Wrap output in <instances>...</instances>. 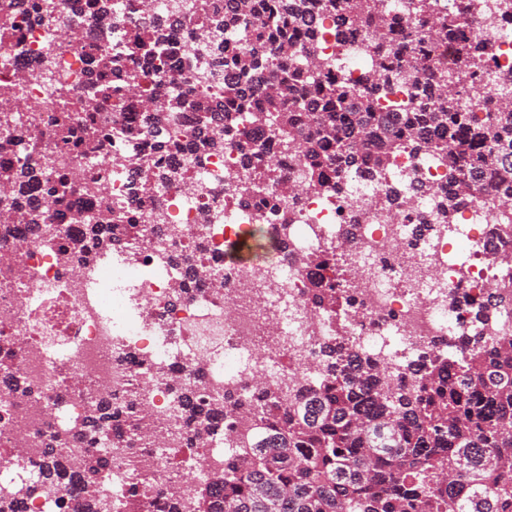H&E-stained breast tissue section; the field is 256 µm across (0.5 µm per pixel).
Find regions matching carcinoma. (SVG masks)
<instances>
[{
	"instance_id": "carcinoma-1",
	"label": "carcinoma",
	"mask_w": 512,
	"mask_h": 512,
	"mask_svg": "<svg viewBox=\"0 0 512 512\" xmlns=\"http://www.w3.org/2000/svg\"><path fill=\"white\" fill-rule=\"evenodd\" d=\"M37 20L51 0H0V41L16 38L20 10ZM417 25L406 32L382 13L381 0H199L194 26L207 38L204 52L184 53L171 64L159 28L137 30L112 54L89 48L93 62L86 93L65 99L54 113L53 138L59 150L75 146L98 156L106 143L131 132L112 124L110 135L93 121L76 125L75 112H109L126 89L102 82L127 58L139 61L148 84L149 105L135 113L137 138L149 147L145 176L168 188L191 169L202 168L224 149V132L235 134L250 175L248 194L277 190L276 202L293 214L298 196L288 188L271 153H298L308 189L341 190L345 175L364 171L378 177L398 155L423 144L450 166L448 185L437 193L446 211L456 212L484 176L504 203L512 204V83L482 67L484 48L464 35L468 13L459 3L453 14L416 0ZM336 20V39L373 46L376 59L362 84L337 82L321 63L310 72L291 59L314 48L320 31L315 14ZM254 19L250 47L231 46L245 17ZM442 34L454 44L455 66L439 71L415 49ZM201 75L224 95V104L206 90H173L154 79L169 71ZM479 77L503 99L483 117L466 109L472 78ZM396 97L394 111L378 102ZM19 90L0 87V125L13 120ZM191 112L195 128L185 140L170 127ZM41 104L28 105L27 141L39 136ZM20 140L0 141V181L16 188L0 219V242L14 225L35 228L52 240L55 214L82 217L85 201L53 165L19 153ZM164 154H180L183 168H165ZM112 180V167L97 165L89 191ZM45 185L55 213L43 208L34 185ZM87 225L94 250L85 240L61 242L62 254H101L109 244L137 240L119 204L98 211ZM336 265L316 264L306 288L329 312L339 307ZM322 374L296 398L262 392L252 401L263 419L261 431L243 441L238 455L224 460L201 491L200 512H512V334L486 338L480 331L463 341L457 356H420L411 362L416 381L408 390L391 389L380 363L342 341L321 351ZM126 409L96 403L84 421V434L110 436Z\"/></svg>"
}]
</instances>
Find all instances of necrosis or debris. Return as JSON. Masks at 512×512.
I'll use <instances>...</instances> for the list:
<instances>
[{"label": "necrosis or debris", "instance_id": "obj_1", "mask_svg": "<svg viewBox=\"0 0 512 512\" xmlns=\"http://www.w3.org/2000/svg\"><path fill=\"white\" fill-rule=\"evenodd\" d=\"M198 0H124L112 15V41L133 26L162 19L178 46L194 48ZM55 18L16 17L21 46L0 43V85L57 109L55 85L80 90L88 46L103 36L85 0H55ZM467 35L490 43L491 67L512 73V0H471ZM318 56L333 72L361 80L372 49L337 42L332 16L318 15ZM135 142L112 149V181L88 193V212L121 204L142 233L137 245L111 248L105 262L62 259L22 229L5 248L15 271L0 278V339L13 372L31 389L15 394L0 381V487L20 488L13 512H80L84 461H104L92 512H199L198 490L255 432L244 402L319 376L320 351L338 340L382 363L386 380L413 384L409 361L472 335L473 304L503 277L500 205L484 188L447 216L435 187L448 165L405 153L379 178L350 175L340 194H310L282 231L269 204L232 196L244 178L230 147L177 186L142 189ZM262 230L266 252L244 249ZM466 249H458V241ZM346 258V300L317 312L305 288L306 260L328 250ZM200 252L193 270L176 256ZM191 399L214 433L190 441L181 402ZM133 403L140 424L123 447L85 441L61 453L49 436L78 431L89 402Z\"/></svg>", "mask_w": 512, "mask_h": 512}]
</instances>
